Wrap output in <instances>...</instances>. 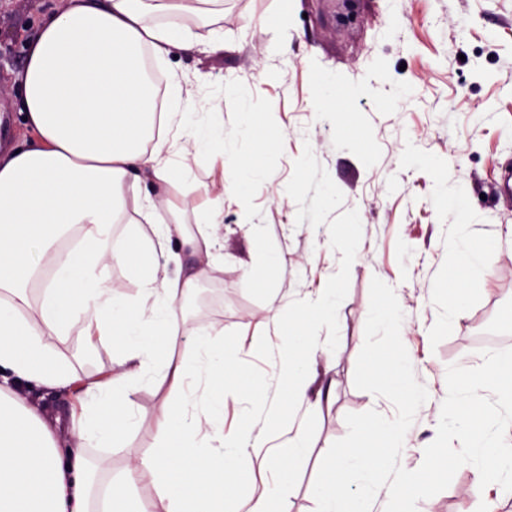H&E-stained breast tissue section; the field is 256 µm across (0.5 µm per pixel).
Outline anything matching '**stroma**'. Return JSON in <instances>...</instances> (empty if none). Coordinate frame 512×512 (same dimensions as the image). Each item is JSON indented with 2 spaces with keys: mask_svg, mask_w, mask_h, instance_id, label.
<instances>
[{
  "mask_svg": "<svg viewBox=\"0 0 512 512\" xmlns=\"http://www.w3.org/2000/svg\"><path fill=\"white\" fill-rule=\"evenodd\" d=\"M69 4L0 0L1 145L26 133L27 47L43 17ZM337 10L336 0H224L223 40L174 51L163 69L193 102L170 133L171 161L186 175L169 196L186 229L201 221L207 193L224 194V239L207 277L219 291L179 324L190 365L199 331L224 330L239 386L224 397L225 432L272 440L287 429L271 414L283 397L288 334L303 302L323 297L332 308L314 329L319 350L303 359L320 406L302 422L306 447L278 476L285 512H315L319 464L346 435V414H396L354 385L372 278L396 293L402 342L429 395L405 436V469L420 467L436 437L448 366L481 364L472 345L481 322L512 337V195L500 190L512 174V0H360L347 27L337 26ZM247 107L253 134L271 142L260 168L239 165L231 139L223 160L183 155L200 113L220 114L229 133ZM469 260L475 268L456 292L463 312L453 318L448 270ZM58 348L82 379L111 372L120 352L76 332ZM130 400L136 423L119 446L87 451L98 482L123 480L155 451L160 398L146 383ZM472 480L461 467L427 499L428 512H473Z\"/></svg>",
  "mask_w": 512,
  "mask_h": 512,
  "instance_id": "35a3bbf8",
  "label": "stroma"
}]
</instances>
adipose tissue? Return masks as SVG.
Listing matches in <instances>:
<instances>
[{"mask_svg":"<svg viewBox=\"0 0 512 512\" xmlns=\"http://www.w3.org/2000/svg\"><path fill=\"white\" fill-rule=\"evenodd\" d=\"M224 14V0H80L46 16L28 46L23 121L34 143L0 153V371L49 388L75 375L55 342L78 329L101 343L123 341L116 369L85 379L76 422L42 415L0 385V512H90L91 448H109L131 424L129 395L144 378L161 392L156 454L136 471L151 483L143 505L120 482L109 485L108 512H238L227 478L258 442L224 432V391L234 372L224 346L200 339L196 368L174 362L179 303L207 269L159 277L156 255L178 262L172 239L209 254L224 222V196L211 198L198 233L177 219L170 187L182 173L170 160L166 111L148 61L207 42L203 30ZM151 234L116 239L126 192ZM78 232L80 247L60 242ZM135 261L138 290L112 285V267ZM42 301L27 311L28 291Z\"/></svg>","mask_w":512,"mask_h":512,"instance_id":"1","label":"adipose tissue"}]
</instances>
